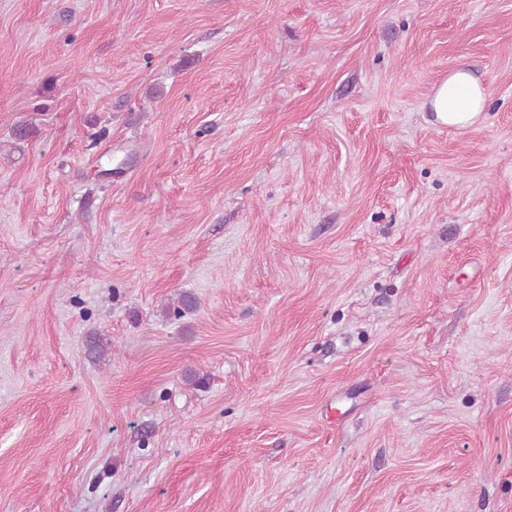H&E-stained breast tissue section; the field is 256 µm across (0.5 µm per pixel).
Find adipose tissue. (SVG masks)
<instances>
[{
  "mask_svg": "<svg viewBox=\"0 0 512 512\" xmlns=\"http://www.w3.org/2000/svg\"><path fill=\"white\" fill-rule=\"evenodd\" d=\"M489 93L468 70L451 72L435 89L429 105L437 123L466 129L482 122Z\"/></svg>",
  "mask_w": 512,
  "mask_h": 512,
  "instance_id": "adipose-tissue-1",
  "label": "adipose tissue"
}]
</instances>
